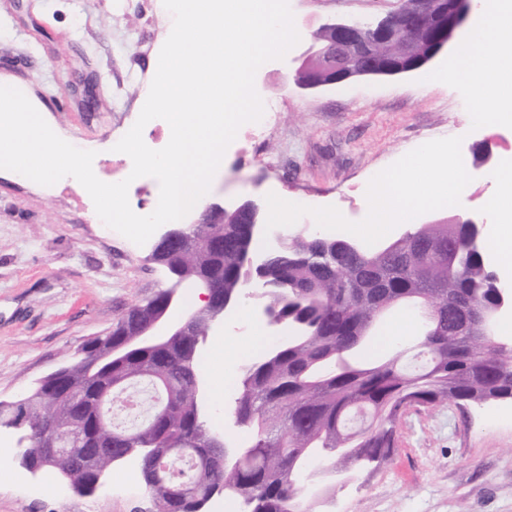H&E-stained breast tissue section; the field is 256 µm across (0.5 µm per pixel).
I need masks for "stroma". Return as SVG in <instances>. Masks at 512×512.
I'll return each instance as SVG.
<instances>
[{
	"label": "stroma",
	"mask_w": 512,
	"mask_h": 512,
	"mask_svg": "<svg viewBox=\"0 0 512 512\" xmlns=\"http://www.w3.org/2000/svg\"><path fill=\"white\" fill-rule=\"evenodd\" d=\"M399 0H289L302 35L284 59L262 65L255 89L274 104L275 125L262 136L238 132L213 178L207 200L267 202L276 192L300 207L291 221L313 224L314 211L339 217L329 236L370 245L398 239L389 224L367 235L368 190L381 173L427 142L450 144L467 178L455 211L427 209L423 224L454 215L486 213L495 187L477 166L491 152V167L512 163V123L479 126L460 87L427 82L447 70L445 51L406 75L365 77L302 90L294 74L325 23L372 22ZM173 23L162 0H0V77L33 95L67 140L93 144L96 176L124 180L131 163L113 170L114 145L138 118L151 62ZM96 81V111H81L75 88ZM152 243L136 245L100 224L84 187L70 177L42 186L0 169V400L26 396L50 371L78 358L131 305L171 285L166 269L150 260ZM249 319H225L199 346L206 359L204 401L217 430L248 441L231 424L216 396L233 397L228 376L254 354ZM398 448L377 469H353V479L327 494L323 512H512V403L464 409L409 408L398 422ZM15 434L0 432V512H152L143 480L116 493L127 470L118 461L94 493L74 490L56 472L25 475L14 452Z\"/></svg>",
	"instance_id": "35a3bbf8"
}]
</instances>
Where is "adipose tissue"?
Here are the masks:
<instances>
[{"mask_svg": "<svg viewBox=\"0 0 512 512\" xmlns=\"http://www.w3.org/2000/svg\"><path fill=\"white\" fill-rule=\"evenodd\" d=\"M473 15L475 22L459 44L455 63L446 77L462 83L474 103L477 118L497 122L512 113L497 82L502 73L512 70V53L498 54L493 50L494 45L512 42V0H474ZM436 164L447 167V175L427 179L429 167ZM465 187L447 144H427L396 176L382 178L371 189L370 229L377 232L391 222L415 229L420 210L441 204L456 207Z\"/></svg>", "mask_w": 512, "mask_h": 512, "instance_id": "1", "label": "adipose tissue"}]
</instances>
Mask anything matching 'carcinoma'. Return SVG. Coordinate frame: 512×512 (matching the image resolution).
<instances>
[{
	"label": "carcinoma",
	"mask_w": 512,
	"mask_h": 512,
	"mask_svg": "<svg viewBox=\"0 0 512 512\" xmlns=\"http://www.w3.org/2000/svg\"><path fill=\"white\" fill-rule=\"evenodd\" d=\"M247 222L244 213H228L222 224H198L162 258L182 265L188 282L210 275L217 296L237 301L254 279L242 253L263 248ZM474 235L469 224H426L399 246L350 250L297 225L284 230L267 251L258 298L285 323H302V333L241 369L230 411L250 431L244 455H230L234 443L200 414L198 339L209 330L206 319L153 349L124 347L165 303V289L112 325L121 359L91 371L93 351L84 348L66 385L102 402L99 450L114 461L143 450L142 476L156 512H203L222 492L246 500L250 512H313L300 482L313 455L380 466L397 448V422L409 407L512 401V347L474 326V310L498 301L490 243L476 245ZM414 300L433 310L432 326L410 351L380 354L373 346L378 313ZM81 418L79 404L50 380L17 405L0 402V429L22 423L34 463L50 425ZM338 448L350 454L338 460ZM89 454L77 438L49 468L89 493Z\"/></svg>",
	"instance_id": "carcinoma-1"
}]
</instances>
